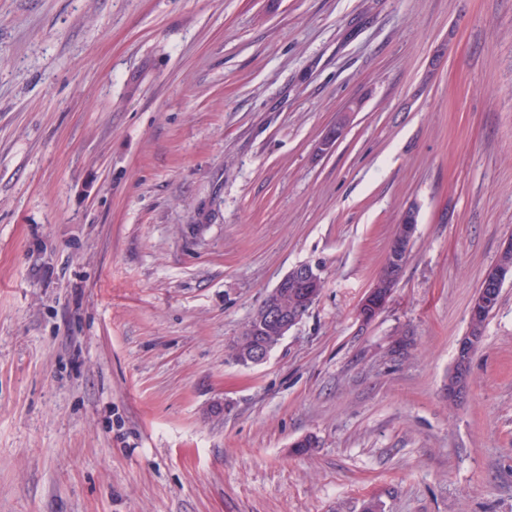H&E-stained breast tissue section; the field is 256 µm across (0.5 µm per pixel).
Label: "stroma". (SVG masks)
Instances as JSON below:
<instances>
[{"label":"stroma","mask_w":512,"mask_h":512,"mask_svg":"<svg viewBox=\"0 0 512 512\" xmlns=\"http://www.w3.org/2000/svg\"><path fill=\"white\" fill-rule=\"evenodd\" d=\"M509 239L512 0H0V512H512ZM418 219L417 212L413 208L405 210L401 222L397 226V233L391 242L389 252L386 256L388 261L389 275L386 284L389 290L382 293L378 298V290L374 287L369 289L361 299L357 307V317L361 324L367 325L374 321L390 301L393 290L400 278L404 266L410 257V246L417 233ZM512 276V265L508 263L497 264L496 269H488L483 278L482 291L474 297L470 315H485L491 307L493 289L502 288L507 277ZM289 280L295 286L302 289L301 299L303 302L300 300V295L297 293V288H288ZM322 284L323 279L317 267H314L311 264H301L292 268V270L287 273L271 291L272 294H278L281 291L283 292L285 290L284 288H288V295L281 292L279 296L271 299V294H269L263 300L254 315L257 312H261L262 310L263 311L256 317L255 320L253 315L249 321L248 325L252 320H254V325L250 324L247 331L249 341L251 343V351L249 353L244 352L243 358L237 359L238 362L244 366H253L265 362L269 356L265 337L264 340L257 341L256 336H260L259 334L262 331H268L269 329H273L280 336H286L288 331L296 324H298L303 316L307 313V307H311L315 303L321 292ZM273 301L278 303L286 310H298L301 306H304L303 303L306 307H304V309L299 312L301 317L300 319L298 315L289 312L287 313L285 310H282L273 304L266 306L268 303ZM248 336L245 329L242 336H240L242 342H246ZM477 347L476 340L468 335V333L463 336L459 343L457 348V355L454 360V379L452 384L448 387V395L453 401L461 400L464 401L471 390V375L470 371L468 369L462 370L461 368H457V365L462 360V358L466 357V355L471 354ZM475 352V351H474ZM473 352V354H474ZM471 355L470 362H472ZM453 401H450L448 399V402L452 403Z\"/></svg>","instance_id":"35a3bbf8"}]
</instances>
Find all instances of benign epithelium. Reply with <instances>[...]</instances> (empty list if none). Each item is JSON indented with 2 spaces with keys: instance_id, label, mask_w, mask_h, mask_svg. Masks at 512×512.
Instances as JSON below:
<instances>
[{
  "instance_id": "1",
  "label": "benign epithelium",
  "mask_w": 512,
  "mask_h": 512,
  "mask_svg": "<svg viewBox=\"0 0 512 512\" xmlns=\"http://www.w3.org/2000/svg\"><path fill=\"white\" fill-rule=\"evenodd\" d=\"M417 226L416 210L413 208L405 210L386 256L389 271L386 280L388 290L380 295L377 289L371 288L365 293L357 307V317L361 324L367 325L373 322L377 314L390 301L393 288H395L403 268L410 257V246L416 236ZM509 276H512V265L506 262L499 263L496 268L487 270L483 278L482 291L474 297L470 314L473 316L487 314L491 307L493 290L503 287L505 280ZM290 282L301 288V299L305 306L310 307L315 303L321 292L323 279L316 267L310 264L297 265L279 281L272 290V293L277 294L283 291ZM299 321V316L286 312L273 304L265 307L254 320V324L248 328L251 351L244 353V356L238 359V362L244 366H253L265 362L268 358V347L265 341L256 339V336L269 329L274 330L281 336H285ZM476 347V340L469 335L463 336L458 343L457 355L454 360V364H456V368L453 371L454 379L448 387V395L454 401H463L470 393V371L458 368L457 364L466 355L472 353Z\"/></svg>"
}]
</instances>
